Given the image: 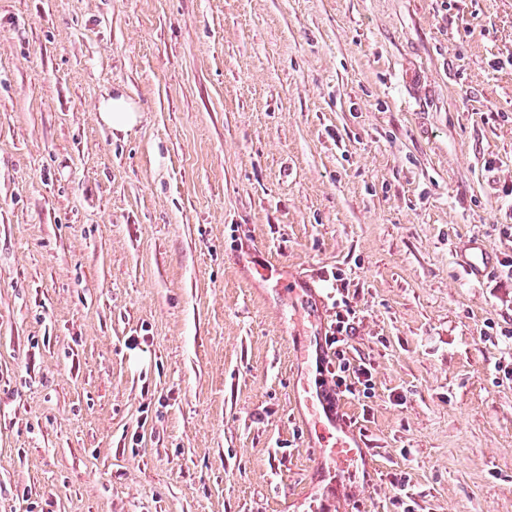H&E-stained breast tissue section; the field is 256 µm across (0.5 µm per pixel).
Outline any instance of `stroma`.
Here are the masks:
<instances>
[{
	"instance_id": "obj_1",
	"label": "stroma",
	"mask_w": 512,
	"mask_h": 512,
	"mask_svg": "<svg viewBox=\"0 0 512 512\" xmlns=\"http://www.w3.org/2000/svg\"><path fill=\"white\" fill-rule=\"evenodd\" d=\"M510 184L512 0H0V512H512ZM97 111L101 121L114 131H129L142 117L137 104L128 98L121 88H116L101 98ZM462 267L469 278H480L493 268L494 256L488 250L485 242L473 237L462 247ZM323 388L322 386L318 399L319 404H316L315 408L313 402H310L309 405L311 411L315 413L318 431H330L329 426L336 430V463L340 469H345L350 461L356 460L360 451L363 452L365 441L354 427L340 423L343 419L342 414L337 409L335 413L334 409L330 407L329 403L325 400ZM319 407H321L329 426L319 420L321 417Z\"/></svg>"
}]
</instances>
